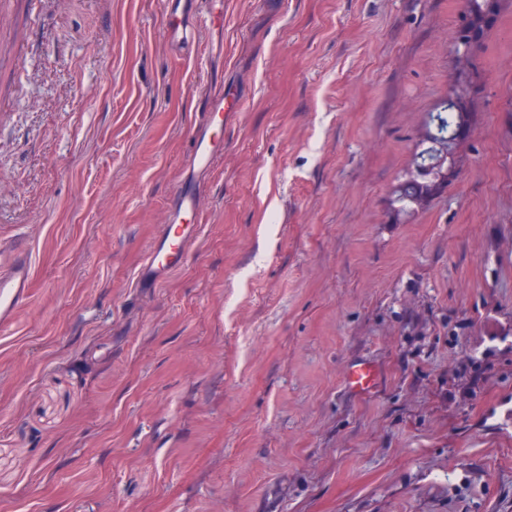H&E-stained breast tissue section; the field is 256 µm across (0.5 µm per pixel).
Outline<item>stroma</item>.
<instances>
[{
	"label": "stroma",
	"mask_w": 512,
	"mask_h": 512,
	"mask_svg": "<svg viewBox=\"0 0 512 512\" xmlns=\"http://www.w3.org/2000/svg\"><path fill=\"white\" fill-rule=\"evenodd\" d=\"M459 18L224 0L183 58L159 0L0 15V239L27 230L34 271L0 331V512H512V6L458 177L388 213ZM224 78L200 234L137 287ZM378 381V369L365 358L349 364L345 374V388L349 393L365 395L373 391Z\"/></svg>",
	"instance_id": "1"
}]
</instances>
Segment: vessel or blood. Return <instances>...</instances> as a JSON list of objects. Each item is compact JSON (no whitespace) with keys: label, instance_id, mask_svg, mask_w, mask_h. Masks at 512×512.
<instances>
[{"label":"vessel or blood","instance_id":"1","mask_svg":"<svg viewBox=\"0 0 512 512\" xmlns=\"http://www.w3.org/2000/svg\"><path fill=\"white\" fill-rule=\"evenodd\" d=\"M165 18L164 36L174 48L193 44L201 30L223 28L224 0H210L200 8L197 0H162ZM234 89L213 98L205 120L192 132L187 176L170 197L164 224L153 238L147 257L138 272V285L156 286L180 267L190 245L201 230L197 217L201 211V183L209 175L215 160L224 152V143L212 134L214 124L223 122L224 105L240 103ZM32 264L24 234L0 242V328L11 326L17 313L26 305L32 286ZM378 381L377 367L367 359L351 362L345 374L349 393L365 395Z\"/></svg>","mask_w":512,"mask_h":512}]
</instances>
